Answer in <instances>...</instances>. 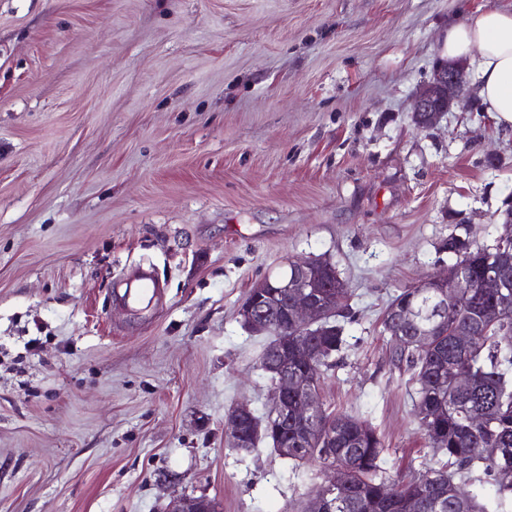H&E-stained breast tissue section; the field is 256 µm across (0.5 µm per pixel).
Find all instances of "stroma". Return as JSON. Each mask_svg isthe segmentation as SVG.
Wrapping results in <instances>:
<instances>
[{"label":"stroma","instance_id":"obj_1","mask_svg":"<svg viewBox=\"0 0 512 512\" xmlns=\"http://www.w3.org/2000/svg\"><path fill=\"white\" fill-rule=\"evenodd\" d=\"M485 6L512 0H0V512L304 504L323 465L225 419L272 395L242 300L308 257L356 312L324 408L372 422L389 476L432 460L381 317L449 235L505 231L512 128L475 96L412 118ZM142 265L136 312L114 292ZM214 504L205 497H179L173 499L165 509L166 512H212Z\"/></svg>","mask_w":512,"mask_h":512}]
</instances>
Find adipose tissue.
I'll return each mask as SVG.
<instances>
[{
	"label": "adipose tissue",
	"mask_w": 512,
	"mask_h": 512,
	"mask_svg": "<svg viewBox=\"0 0 512 512\" xmlns=\"http://www.w3.org/2000/svg\"><path fill=\"white\" fill-rule=\"evenodd\" d=\"M477 61L475 93L498 123L512 127V11L479 10L450 23L443 57Z\"/></svg>",
	"instance_id": "obj_1"
}]
</instances>
